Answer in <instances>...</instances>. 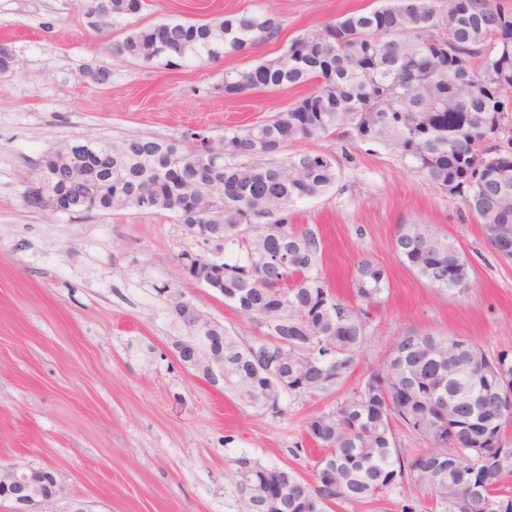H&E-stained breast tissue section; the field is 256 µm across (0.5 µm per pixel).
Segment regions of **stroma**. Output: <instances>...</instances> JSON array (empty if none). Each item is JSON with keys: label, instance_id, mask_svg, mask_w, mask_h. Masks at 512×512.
<instances>
[{"label": "stroma", "instance_id": "stroma-1", "mask_svg": "<svg viewBox=\"0 0 512 512\" xmlns=\"http://www.w3.org/2000/svg\"><path fill=\"white\" fill-rule=\"evenodd\" d=\"M92 0H0V40L14 51L0 74V465L51 469L61 488L54 512L82 501L88 512H249L233 460L248 455L311 479L320 450L305 423L336 408L379 368L399 339L430 333L512 357V261L489 244L459 197L434 187L379 143L336 136L301 147L336 158L340 179L298 202L293 229L322 243L331 288L352 300L360 261L384 268L389 293L351 376L289 399L274 417L184 367L181 335L161 285L180 290L230 332L260 336L222 295L183 280L177 256L193 241L172 213L134 209L72 218L27 208L24 180L50 150L87 138L174 139L188 130L219 138L251 127L310 94V87L224 97L225 72L276 58L295 37L376 0H148L138 25L206 22L243 11L279 17L277 39L249 55L182 67L132 62L106 46L127 19L104 25ZM110 69L108 85L83 78ZM426 224L454 242L473 274L466 292L431 287L398 257L399 225ZM437 512L419 486L330 512Z\"/></svg>", "mask_w": 512, "mask_h": 512}]
</instances>
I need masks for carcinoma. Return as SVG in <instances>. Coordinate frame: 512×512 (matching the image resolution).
Instances as JSON below:
<instances>
[{
    "mask_svg": "<svg viewBox=\"0 0 512 512\" xmlns=\"http://www.w3.org/2000/svg\"><path fill=\"white\" fill-rule=\"evenodd\" d=\"M146 0H110L98 12L112 19L140 14ZM280 22L269 12H243L205 23L167 21L136 27L110 45L130 61L164 58L169 66L221 54L246 55L272 40ZM317 83V90L271 118L226 130L215 161L204 133L179 139L104 142L89 213L126 208L166 210L189 237L215 245L223 259L224 300L265 329L243 341L226 328L224 388L241 401L282 414L288 399L325 391L353 372L369 338L371 312L382 302L387 276L365 259L357 267L351 305L325 280L322 245L312 230L295 231L291 207L321 196L339 178L336 160L298 150L295 142L336 134L350 142L382 143L436 188L453 185L467 211L484 226L493 249L512 260V203L499 195L512 185V13L494 0H380L350 12L319 33L296 37L266 62L224 74L227 98L261 88ZM224 225V236L210 234ZM395 252L431 286L461 292L470 265L456 244L425 224H402ZM288 263L273 262L277 257ZM430 334H406L389 360L335 410L312 417L306 434L326 449L313 481L234 460L250 512H265L273 478L288 484L281 512H301L309 496L330 505L384 496L414 482L438 512H501L496 487L512 478V440L497 407L481 404L483 375L504 369L512 392V358ZM465 345L455 355L452 348ZM288 358V371L269 366ZM468 369L461 375L452 371ZM417 432L436 450L405 457L397 426Z\"/></svg>",
    "mask_w": 512,
    "mask_h": 512,
    "instance_id": "1",
    "label": "carcinoma"
}]
</instances>
